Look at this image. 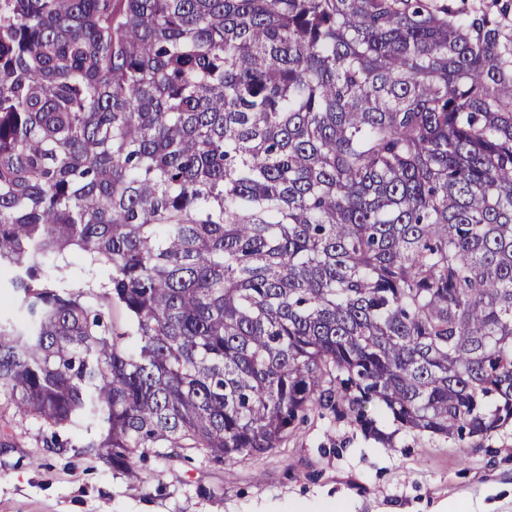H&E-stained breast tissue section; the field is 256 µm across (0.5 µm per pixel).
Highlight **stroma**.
<instances>
[{
    "label": "stroma",
    "mask_w": 512,
    "mask_h": 512,
    "mask_svg": "<svg viewBox=\"0 0 512 512\" xmlns=\"http://www.w3.org/2000/svg\"><path fill=\"white\" fill-rule=\"evenodd\" d=\"M378 433L315 409L281 448L218 463L203 455L139 462V479L86 452L87 433L50 448L52 430L0 405V512H287L325 498L347 512H512V425L470 445L417 433L377 414Z\"/></svg>",
    "instance_id": "35a3bbf8"
}]
</instances>
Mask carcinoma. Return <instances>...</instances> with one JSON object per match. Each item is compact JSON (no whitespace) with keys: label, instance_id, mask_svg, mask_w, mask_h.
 <instances>
[{"label":"carcinoma","instance_id":"1","mask_svg":"<svg viewBox=\"0 0 512 512\" xmlns=\"http://www.w3.org/2000/svg\"><path fill=\"white\" fill-rule=\"evenodd\" d=\"M2 282L0 398L133 478L318 406L496 432L512 0H0Z\"/></svg>","mask_w":512,"mask_h":512}]
</instances>
